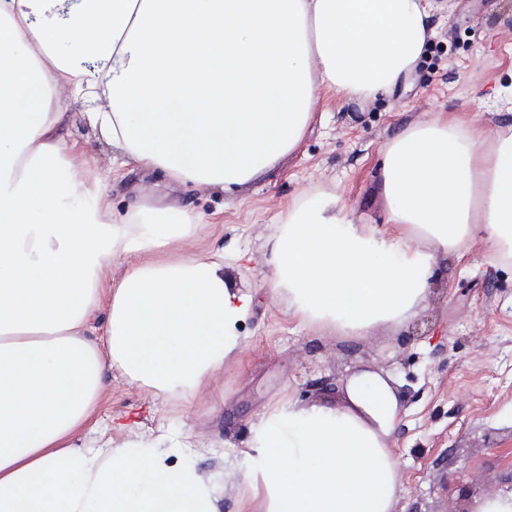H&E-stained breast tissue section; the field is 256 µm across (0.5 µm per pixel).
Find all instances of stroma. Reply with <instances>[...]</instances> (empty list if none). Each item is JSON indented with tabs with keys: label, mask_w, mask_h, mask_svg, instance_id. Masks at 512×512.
I'll return each instance as SVG.
<instances>
[{
	"label": "stroma",
	"mask_w": 512,
	"mask_h": 512,
	"mask_svg": "<svg viewBox=\"0 0 512 512\" xmlns=\"http://www.w3.org/2000/svg\"><path fill=\"white\" fill-rule=\"evenodd\" d=\"M437 2L411 87L368 101L317 91L294 151L231 192L170 180L112 151L84 110L69 108L84 175L67 205L94 207L102 192L118 214L165 204L197 214L194 251L223 249L225 275L255 296L241 351L192 399L112 369L98 409L102 425L133 424L145 440L188 434L199 471L221 485V512H237L238 500L224 458L246 447L264 412L290 399L328 400L319 380L340 383L361 368L391 372L404 391L389 440L400 462L395 512H468L476 498L512 487V262L472 244L462 259L438 262L427 302L406 325L364 338L300 326L267 263V241L315 188L329 213L391 234L379 189L384 147L409 126L439 112L484 135L512 125V0Z\"/></svg>",
	"instance_id": "1"
}]
</instances>
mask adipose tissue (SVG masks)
I'll return each mask as SVG.
<instances>
[{
  "label": "adipose tissue",
  "instance_id": "obj_1",
  "mask_svg": "<svg viewBox=\"0 0 512 512\" xmlns=\"http://www.w3.org/2000/svg\"><path fill=\"white\" fill-rule=\"evenodd\" d=\"M52 2L0 0V512H220L189 443L173 462L96 414L109 368L194 396L240 350L254 298L225 278L223 250L190 253L187 210L143 224L104 197L64 206L82 172L56 100L143 166L230 191L295 149L317 88L392 94L434 33L435 0H74L47 23ZM379 185L393 235L342 223L315 191L268 240L299 324L397 328L439 260L474 241L512 260V126L487 139L438 114L385 146ZM401 407L392 375L362 370L340 402L266 412L246 474L224 461L240 512H394Z\"/></svg>",
  "mask_w": 512,
  "mask_h": 512
}]
</instances>
